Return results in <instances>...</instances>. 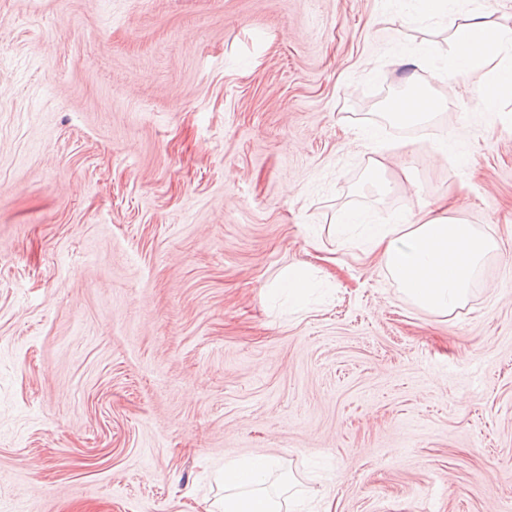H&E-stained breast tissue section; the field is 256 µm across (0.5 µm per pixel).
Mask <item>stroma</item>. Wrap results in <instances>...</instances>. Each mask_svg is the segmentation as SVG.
<instances>
[{"label":"stroma","mask_w":512,"mask_h":512,"mask_svg":"<svg viewBox=\"0 0 512 512\" xmlns=\"http://www.w3.org/2000/svg\"><path fill=\"white\" fill-rule=\"evenodd\" d=\"M474 12L512 27V0H0V512H209L260 455L310 512H512V99L441 68ZM412 86L439 108L403 135ZM444 201L496 243L445 316L335 230ZM309 288L305 273L299 268L288 270L282 280V288H277L280 293L288 292V299L299 302L303 299Z\"/></svg>","instance_id":"1"}]
</instances>
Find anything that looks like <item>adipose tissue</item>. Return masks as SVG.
I'll return each mask as SVG.
<instances>
[{"label":"adipose tissue","mask_w":512,"mask_h":512,"mask_svg":"<svg viewBox=\"0 0 512 512\" xmlns=\"http://www.w3.org/2000/svg\"><path fill=\"white\" fill-rule=\"evenodd\" d=\"M449 75L479 73L477 91L484 110L497 111L512 98V28L492 26L474 13L453 31ZM370 250L416 304L438 314L465 305L474 273L494 249L465 219L446 205L424 213L414 224L369 228ZM275 467L269 456L224 467V512H280L266 485Z\"/></svg>","instance_id":"1"}]
</instances>
